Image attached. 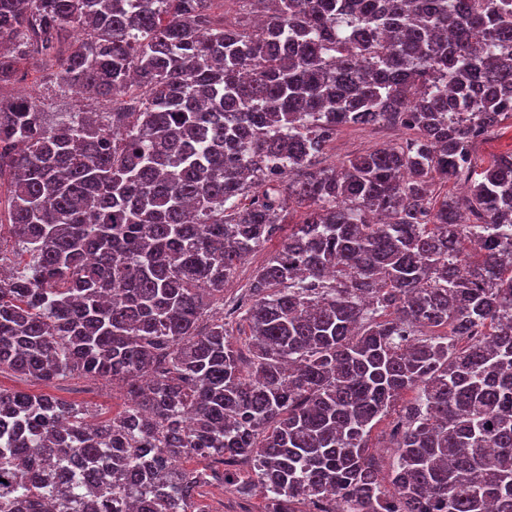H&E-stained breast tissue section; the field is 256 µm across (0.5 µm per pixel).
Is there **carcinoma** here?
I'll use <instances>...</instances> for the list:
<instances>
[{
  "label": "carcinoma",
  "mask_w": 512,
  "mask_h": 512,
  "mask_svg": "<svg viewBox=\"0 0 512 512\" xmlns=\"http://www.w3.org/2000/svg\"><path fill=\"white\" fill-rule=\"evenodd\" d=\"M29 55L123 100L48 128L0 98V239L27 256L0 373L127 401L89 425L0 388V512H194L240 458L265 512H512V154L471 151L512 120V0H0V84ZM376 124L399 139L320 165ZM278 243V240L269 242L264 249L252 254L241 264L236 278L224 288V302L239 295L246 288L255 270L265 263Z\"/></svg>",
  "instance_id": "obj_1"
}]
</instances>
